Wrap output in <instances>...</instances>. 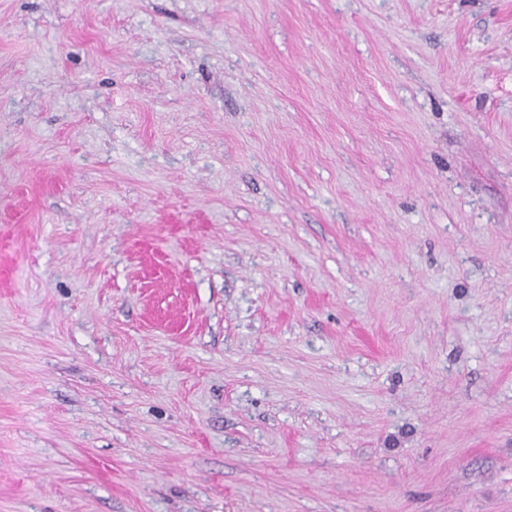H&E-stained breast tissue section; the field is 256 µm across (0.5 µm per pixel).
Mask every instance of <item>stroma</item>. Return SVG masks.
Masks as SVG:
<instances>
[{"label": "stroma", "mask_w": 512, "mask_h": 512, "mask_svg": "<svg viewBox=\"0 0 512 512\" xmlns=\"http://www.w3.org/2000/svg\"><path fill=\"white\" fill-rule=\"evenodd\" d=\"M0 512H512V0H0Z\"/></svg>", "instance_id": "stroma-1"}]
</instances>
